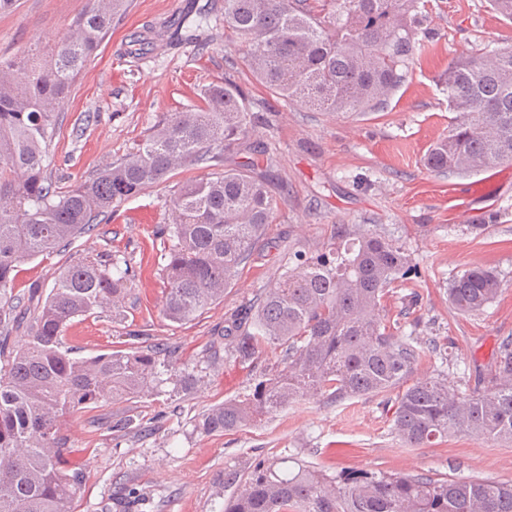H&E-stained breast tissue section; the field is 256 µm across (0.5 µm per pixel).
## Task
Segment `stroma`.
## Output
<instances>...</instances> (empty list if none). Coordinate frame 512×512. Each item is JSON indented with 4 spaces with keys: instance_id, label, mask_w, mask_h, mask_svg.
Masks as SVG:
<instances>
[{
    "instance_id": "stroma-1",
    "label": "stroma",
    "mask_w": 512,
    "mask_h": 512,
    "mask_svg": "<svg viewBox=\"0 0 512 512\" xmlns=\"http://www.w3.org/2000/svg\"><path fill=\"white\" fill-rule=\"evenodd\" d=\"M86 3L17 0L13 10L0 13V56L53 45ZM184 5L185 0H132L85 63L58 115L47 147L52 178L68 185L95 175L141 143L163 115L199 104L202 86L229 74L269 120L249 138L267 144L259 162L271 165L284 202L268 227L264 249L236 284L186 323L162 313L168 244L156 230L170 220L176 187L204 176V169L174 171L119 204L67 249L18 265L12 294L28 299L33 288L50 291L61 267L86 254L107 248L126 256L135 278L125 320H113L108 312L74 318L66 346L81 357L119 350L132 326L203 372L202 382L188 393L165 388L65 417L63 429L75 450L69 462L83 469L76 512H119L112 500L128 486L147 495L140 512H224L225 468L281 453L330 475L364 469L512 482L510 442L453 436L431 447L402 445L390 431L392 391L341 403L306 398L225 434L202 435L191 424L211 406L248 391L259 375L233 361L210 367V348L230 319L285 270L290 252L315 255L338 246L343 226L392 239L419 266L418 278L385 298L386 315L401 319L404 332L447 338L469 368L456 380L461 390H469L471 379H489L495 349L512 337V164L463 176L432 172L423 158L453 121L441 81L449 63L512 45V21L493 12L488 0H428L430 35L402 87L382 109L341 114L301 107L256 82L225 40L220 18L205 32L210 40L205 54L187 43L161 54L129 55L133 40L176 19ZM89 113L93 122L81 126ZM476 266L496 268L501 290L484 311L458 314L448 303V282ZM404 308L409 314L403 319ZM126 415L135 417L137 429L113 434V420Z\"/></svg>"
}]
</instances>
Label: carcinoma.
Wrapping results in <instances>:
<instances>
[{"label":"carcinoma","instance_id":"carcinoma-1","mask_svg":"<svg viewBox=\"0 0 512 512\" xmlns=\"http://www.w3.org/2000/svg\"><path fill=\"white\" fill-rule=\"evenodd\" d=\"M421 0H224V33L253 77L275 94L322 112H369L387 102L412 65L423 23ZM127 0H88L69 33L50 49L0 59V512H75L83 473L67 467L74 452L62 433L69 412L100 401H130L167 383L200 382L195 369L170 361L173 351L142 347L147 334L128 333L129 349L76 357L64 335L77 316L123 302L135 271L105 249L65 265L34 324L18 342L16 306L4 299L17 265L53 253L93 229L112 206L193 165L224 170L187 181L170 198L171 222L162 268L163 314L193 320L224 298L240 270L260 251L282 201L268 171L244 161L250 130L267 124L231 77L201 92L204 105L171 112L146 139L95 176L62 186L46 175L47 144L58 112L92 52L127 9ZM182 18L146 40L148 50L209 43L184 35ZM450 133L424 157L436 173L477 174L512 162V47L461 57L442 77ZM346 238L295 265L256 295L224 330V359L253 363L268 347L281 350L249 392L192 420L211 435L236 431L296 401L332 402L397 391L392 431L409 447H432L457 435L512 441V340L500 343L491 384L461 392L438 371L415 377L428 352L448 361L439 336H405L383 314V299L419 275L410 256L377 233ZM496 270L467 269L448 282L459 313L483 311L497 297ZM224 512H512V484L481 478L361 472L329 476L286 455L224 469Z\"/></svg>","mask_w":512,"mask_h":512}]
</instances>
